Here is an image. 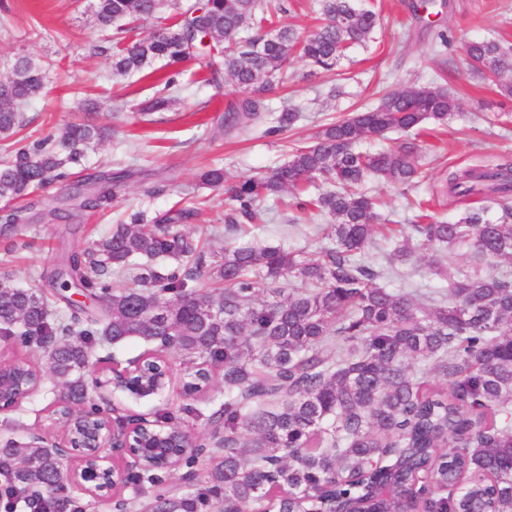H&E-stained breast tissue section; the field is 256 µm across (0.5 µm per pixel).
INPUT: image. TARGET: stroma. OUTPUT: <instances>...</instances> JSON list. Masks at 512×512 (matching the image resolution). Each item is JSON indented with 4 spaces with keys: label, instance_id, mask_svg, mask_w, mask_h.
I'll use <instances>...</instances> for the list:
<instances>
[{
    "label": "stroma",
    "instance_id": "35a3bbf8",
    "mask_svg": "<svg viewBox=\"0 0 512 512\" xmlns=\"http://www.w3.org/2000/svg\"><path fill=\"white\" fill-rule=\"evenodd\" d=\"M382 26L366 41L352 45L335 70L322 72L300 59L285 67L288 81L264 97L265 112L245 134L223 132L214 123L228 103L245 94L229 78L216 83L193 79L198 66L182 65L180 83L187 89L168 111L144 121L138 112L157 86L156 75L144 72L123 78L110 75V61L102 52V36L96 26L95 0H0V78L9 73L10 61L26 55L49 64L47 92L25 108L31 119L25 133L36 140L55 132L84 113L88 122L108 128L107 139L91 144L74 179L85 175L125 171L121 192L107 210L77 212L67 224L46 223L45 214L65 197L60 185L50 184L32 197L33 218L19 225L13 237L0 235V281L22 288L51 290L65 256L90 249L108 234L113 224L127 220L138 210L162 213L182 194L201 201L199 216L187 232L206 240L211 249L227 244L281 245L304 253L323 243V215L310 216L268 198L260 205L258 223L226 234L224 214L228 201L223 191L200 183L199 174L211 167L223 168L228 181L252 175L286 160L296 149L310 145L323 125L350 117L376 105L389 91L431 86L448 90L458 101V111L445 124L427 122L411 131H392L361 141L362 149L376 152L405 142L419 148L420 176L411 186L368 179L363 189L379 202L382 217L401 224L414 221L408 203L430 201L434 217L456 221L465 209L486 207L489 220H497L501 207L473 195L448 202L441 186L448 176L470 166L512 162V97L469 71L466 43L491 35L512 44V0H435L428 18L417 19L413 0H369ZM448 32V44L439 35ZM296 109L294 126L276 130L282 108ZM160 186L159 194L144 196L141 187ZM26 241L11 250L12 239ZM389 285L394 289L418 288L438 293L447 283L432 271L426 257L401 267ZM171 381L158 394L137 397L127 392L111 394L120 415L153 417L156 410L185 404L204 407L222 402L224 385L214 380L206 393H189L183 387L184 367L170 357ZM42 388L24 399L20 409L0 412V449L16 433L14 424L56 434L53 411L65 399L62 381L44 374Z\"/></svg>",
    "mask_w": 512,
    "mask_h": 512
}]
</instances>
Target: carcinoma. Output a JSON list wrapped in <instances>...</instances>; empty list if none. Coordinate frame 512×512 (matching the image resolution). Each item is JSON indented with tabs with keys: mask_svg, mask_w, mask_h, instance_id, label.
Masks as SVG:
<instances>
[{
	"mask_svg": "<svg viewBox=\"0 0 512 512\" xmlns=\"http://www.w3.org/2000/svg\"><path fill=\"white\" fill-rule=\"evenodd\" d=\"M289 0H96L97 26L112 32L111 75L138 73L162 60L178 66L200 60L206 81L224 74L243 90H271L296 54L331 71L350 45L365 41L379 18L355 0H318L323 23L302 36L284 26L262 33L267 15L288 13ZM174 21L141 40L127 34L165 9ZM479 75L512 96V50L495 39L465 45ZM0 81V199L23 200L54 180H67L70 165L102 128L71 122L60 135L27 142L21 106L42 95L47 67L27 56L14 59ZM141 106L147 115L166 111L175 74ZM261 102L245 99L224 113L220 127L247 129ZM458 109L447 90L420 87L386 94L380 103L325 126L313 144L255 175L227 183L224 168L204 171L202 183L222 188L231 202L225 228L257 216L258 204L320 183L317 197L299 202L334 218L327 243L309 256L284 247L252 243L208 250L182 226L194 220L197 203L174 206L150 217L136 211L116 224L88 252L68 257L67 280L44 293L0 282V340L38 342L50 372L65 381L68 399L80 406L88 395L84 372L95 353L136 338L174 353L186 365L187 389L207 386L222 370L224 401L215 410L184 407L212 428L213 443L200 444L184 459L204 458L207 476L187 490L162 488L164 469L151 466L132 477L135 497L150 491L140 512H342L376 486L371 468L388 451L411 449L392 473L400 493L381 502L400 512L415 474L429 464L438 482L447 456L465 469L468 482L456 496L432 497L434 512H476L492 495L494 512H512V271L483 263L512 260V211L492 222L485 209H470L454 223L424 213L426 224H379L375 202L359 191L368 178L407 185L418 173L414 145L371 153L361 140L394 129L410 130L432 120L444 124ZM88 174L70 185L76 209L97 211L118 195L123 175ZM512 192V166L497 164L451 174L442 195L459 200L474 194L495 201ZM28 207L0 211V230L27 221ZM382 239L389 262L409 263L417 251L453 254L465 246L473 264L448 278V295L396 290L387 272L363 264L358 255ZM135 274L137 286L112 282ZM299 285L287 290L282 281ZM200 280L208 289H197ZM77 288L99 303L97 314L56 308L63 291ZM441 376L440 386L430 373ZM39 370L19 363L16 384L30 386ZM56 455L40 444L16 441L0 460V500L6 512L36 501L41 512L71 505Z\"/></svg>",
	"mask_w": 512,
	"mask_h": 512,
	"instance_id": "carcinoma-1",
	"label": "carcinoma"
}]
</instances>
